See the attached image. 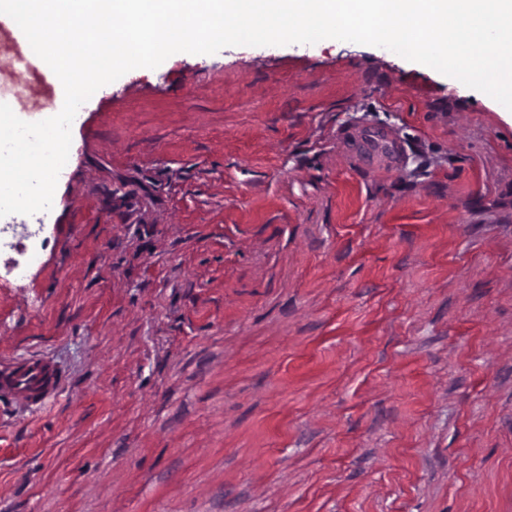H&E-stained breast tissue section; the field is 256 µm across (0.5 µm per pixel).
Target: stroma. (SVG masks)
Returning a JSON list of instances; mask_svg holds the SVG:
<instances>
[{
  "mask_svg": "<svg viewBox=\"0 0 512 512\" xmlns=\"http://www.w3.org/2000/svg\"><path fill=\"white\" fill-rule=\"evenodd\" d=\"M71 134L0 283V364L64 376L0 408V512H512V112L326 39L173 54ZM50 211V210H49ZM49 211H41L38 212L40 215L39 224H30V231H27V235L25 236V240L27 243L18 242L16 244L11 243L10 247L15 249L20 255H24V263L20 264L18 260L12 263V266L9 268L8 273H15L16 276L21 275L24 270V264L31 261L36 254V250L38 247V235L41 229V224H44L45 219L48 217ZM63 382L57 367L41 355L18 357L0 366V396L25 406H49Z\"/></svg>",
  "mask_w": 512,
  "mask_h": 512,
  "instance_id": "35a3bbf8",
  "label": "stroma"
}]
</instances>
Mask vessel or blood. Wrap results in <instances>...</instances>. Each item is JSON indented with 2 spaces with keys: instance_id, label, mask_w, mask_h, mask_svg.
<instances>
[{
  "instance_id": "vessel-or-blood-1",
  "label": "vessel or blood",
  "mask_w": 512,
  "mask_h": 512,
  "mask_svg": "<svg viewBox=\"0 0 512 512\" xmlns=\"http://www.w3.org/2000/svg\"><path fill=\"white\" fill-rule=\"evenodd\" d=\"M63 382L57 367L40 355L19 357L0 366V398L29 407L49 406Z\"/></svg>"
}]
</instances>
